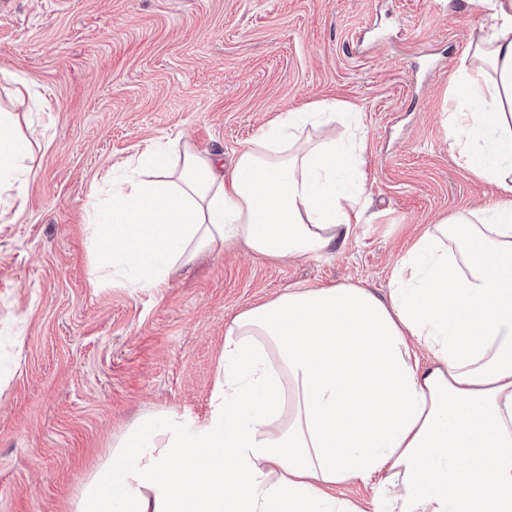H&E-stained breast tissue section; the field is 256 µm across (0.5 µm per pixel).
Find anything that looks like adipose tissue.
Masks as SVG:
<instances>
[{"instance_id": "1", "label": "adipose tissue", "mask_w": 512, "mask_h": 512, "mask_svg": "<svg viewBox=\"0 0 512 512\" xmlns=\"http://www.w3.org/2000/svg\"><path fill=\"white\" fill-rule=\"evenodd\" d=\"M489 27L453 82L451 146L497 199L428 229L387 296L295 288L239 313L208 419L130 429L71 512H512V16ZM336 109L267 126L228 176L221 156L151 140L91 206L100 268L158 289L217 243L272 260L346 244L367 208L349 185L361 120L348 113L341 144L302 139ZM33 163L30 137L1 112V224L23 208ZM349 483L372 497L337 498Z\"/></svg>"}]
</instances>
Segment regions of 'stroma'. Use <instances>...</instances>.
<instances>
[{
    "instance_id": "35a3bbf8",
    "label": "stroma",
    "mask_w": 512,
    "mask_h": 512,
    "mask_svg": "<svg viewBox=\"0 0 512 512\" xmlns=\"http://www.w3.org/2000/svg\"><path fill=\"white\" fill-rule=\"evenodd\" d=\"M484 0H6L0 88L32 133L35 173L0 223V512H70L142 415L197 425L224 333L293 288L354 283L387 295L432 224L490 200L450 147L453 77L472 59ZM359 113L366 221L329 254L273 262L214 245L167 288L97 285L86 224L112 172L160 136L239 151L321 101Z\"/></svg>"
}]
</instances>
